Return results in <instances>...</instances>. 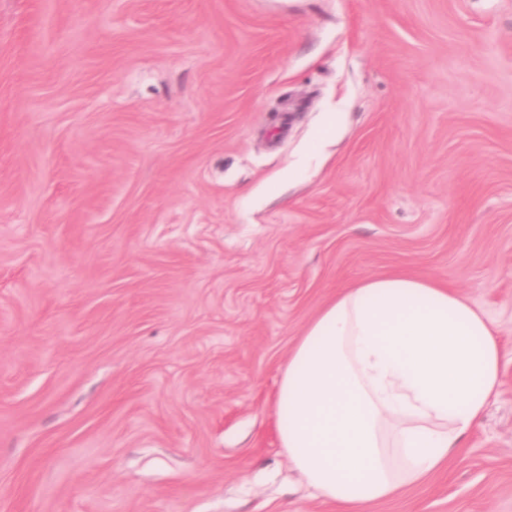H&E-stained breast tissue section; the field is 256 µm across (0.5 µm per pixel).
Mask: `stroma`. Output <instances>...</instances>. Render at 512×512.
Returning a JSON list of instances; mask_svg holds the SVG:
<instances>
[{
	"label": "stroma",
	"mask_w": 512,
	"mask_h": 512,
	"mask_svg": "<svg viewBox=\"0 0 512 512\" xmlns=\"http://www.w3.org/2000/svg\"><path fill=\"white\" fill-rule=\"evenodd\" d=\"M392 273L504 379L363 512H512V0H0V512H336L274 398Z\"/></svg>",
	"instance_id": "obj_1"
}]
</instances>
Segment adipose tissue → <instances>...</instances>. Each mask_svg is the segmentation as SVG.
Returning a JSON list of instances; mask_svg holds the SVG:
<instances>
[{"label":"adipose tissue","mask_w":512,"mask_h":512,"mask_svg":"<svg viewBox=\"0 0 512 512\" xmlns=\"http://www.w3.org/2000/svg\"><path fill=\"white\" fill-rule=\"evenodd\" d=\"M492 320L448 284L369 278L322 309L280 381L278 436L342 512L438 473L502 386Z\"/></svg>","instance_id":"1"}]
</instances>
